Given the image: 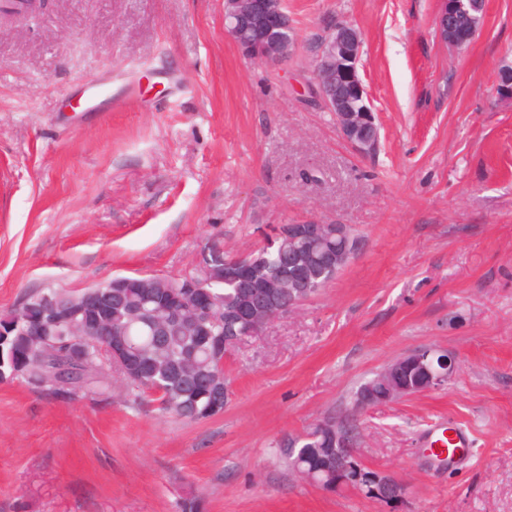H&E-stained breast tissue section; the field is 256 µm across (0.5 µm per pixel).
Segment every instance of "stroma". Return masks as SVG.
Wrapping results in <instances>:
<instances>
[{
    "mask_svg": "<svg viewBox=\"0 0 512 512\" xmlns=\"http://www.w3.org/2000/svg\"><path fill=\"white\" fill-rule=\"evenodd\" d=\"M439 0H287L276 64L224 32V0H46L0 14V314L32 293L176 277L201 247L249 253L282 224L348 225L361 245L298 313L224 359L222 414L184 422L120 378L61 401L0 382V512H512V0L472 41ZM361 34L380 125L358 155L308 93L327 18ZM422 346L443 386L360 410L359 386ZM352 420L362 471L404 496L330 491L280 444ZM467 426L455 470L422 445ZM471 8H473L472 0H441V7L437 16V28L443 40H445L444 33L448 35V41L451 40L448 30L453 32L459 15H468Z\"/></svg>",
    "mask_w": 512,
    "mask_h": 512,
    "instance_id": "obj_1",
    "label": "stroma"
}]
</instances>
